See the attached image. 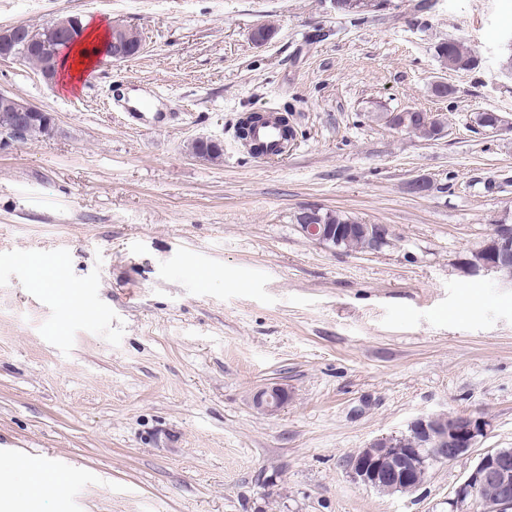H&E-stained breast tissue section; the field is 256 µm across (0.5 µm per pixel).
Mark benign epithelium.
Returning <instances> with one entry per match:
<instances>
[{
	"mask_svg": "<svg viewBox=\"0 0 512 512\" xmlns=\"http://www.w3.org/2000/svg\"><path fill=\"white\" fill-rule=\"evenodd\" d=\"M50 29L58 35H73L86 32V27L78 16H66L50 21ZM23 29L13 26L0 32V57L14 56V46ZM127 26L114 23L110 26L105 45L110 48L114 61L131 58L138 47L126 40ZM17 116L12 124L0 130V145L23 141L29 124L36 121L43 110L23 100L17 101ZM406 112H378L376 117L390 127L406 132L412 128L405 126ZM430 131L428 139L441 138L445 129L437 112L421 113ZM476 125L487 127L495 132H512V121L499 112H478ZM299 229L310 240L334 250L342 249L359 238L364 242L366 252L379 251L392 244L391 232L385 224H365L351 220L345 224H334L319 212H306L301 217ZM467 266L472 272L485 270L503 273L512 282V224H497L493 239ZM288 399L286 390L278 385L261 388L254 396L255 407L267 414L278 412ZM487 432V422L472 415H425L411 422L408 432L402 435L382 436L368 447L361 449L348 461L352 477L367 486H386L395 491L411 480L407 463L420 461L416 472L419 478L411 487L415 491L423 486L431 467L436 463H450L472 451L478 438ZM416 439L417 444L408 446V441ZM448 512H512V471L509 470L508 455L502 450L483 453L465 480L448 499Z\"/></svg>",
	"mask_w": 512,
	"mask_h": 512,
	"instance_id": "benign-epithelium-1",
	"label": "benign epithelium"
}]
</instances>
